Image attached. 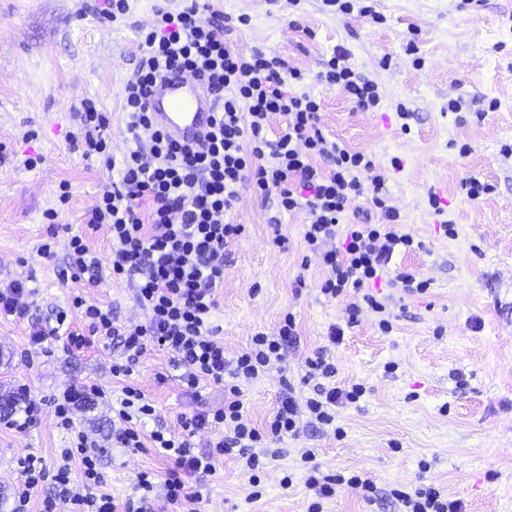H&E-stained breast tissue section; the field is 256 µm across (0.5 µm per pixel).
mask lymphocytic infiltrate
I'll return each mask as SVG.
<instances>
[{
    "label": "lymphocytic infiltrate",
    "instance_id": "lymphocytic-infiltrate-1",
    "mask_svg": "<svg viewBox=\"0 0 512 512\" xmlns=\"http://www.w3.org/2000/svg\"><path fill=\"white\" fill-rule=\"evenodd\" d=\"M224 29L223 13L212 10L208 0H189L176 13L155 6L149 27L141 33L137 74L123 91L132 146L119 162L116 180L103 190L86 219L92 227L107 228L108 260L100 261L82 235L69 239L73 279H85L91 287L107 278L133 283L144 321L118 322L111 310L77 295L72 305L81 311L83 328L73 327L67 311L61 310L53 326L34 325L29 331V344L36 350L61 332L77 349L88 347L95 336L115 341L124 354L123 361L112 365L116 376H132L153 345L175 355L188 392H195L203 381L223 386V405L182 416L181 433L162 428L151 433L155 447L173 463L163 483L164 498L173 504L193 500L188 477L212 471L217 453L237 452L251 474V485L259 486L265 468L259 449L298 434L301 416L313 424H333L337 407L356 402L364 392L358 385L336 386L335 364L319 353L306 361L304 380L313 386L311 397L300 402L292 392H284L261 427L246 418L239 379L254 380L282 369L298 333L294 316L285 315L274 333H256L231 361L216 338L213 317L224 286V254L244 232L243 225L224 220L238 199L239 187H250L261 196L277 195L284 211H306L301 265L306 268L314 262L324 268V295H352L347 324H356L367 312L376 316L381 332L390 331L387 306L376 297L375 284L387 275L395 251L414 248L413 238L397 230L400 213L386 203L385 179L373 156L328 139L318 126L320 98L290 92L291 83L303 81L302 72L277 54L235 50L223 38ZM170 70L198 74L217 100L214 126L204 145L174 140L153 123L146 101ZM318 79L361 110H375L381 102L378 84L355 73L344 50H334ZM276 112L285 116L286 128L273 138L268 120ZM81 122L83 156L108 155L110 122L94 102H83ZM318 158L327 162V169L315 166ZM362 195L369 196L378 210L379 222L343 223L347 203ZM122 393L113 436L122 447L135 451L143 446L138 425L154 417L155 408L137 386H125ZM73 403L71 396H64L55 417L60 427L74 431V446L62 450L61 463L51 476L34 455L23 459L25 480L13 512H27L31 489L48 478L57 494L44 498L42 512H56L61 502L69 512H117L111 496L89 492L103 480L100 455L87 434L75 430ZM203 430L215 434L214 451L191 454L188 437ZM75 459L81 462L77 481L70 467ZM302 461L313 496L308 512H321L322 500L335 496L341 485L360 489L368 501L377 496L374 483L360 475L323 474L313 452L303 454ZM390 495L402 512H465L462 500L448 499L430 485L410 492L394 489Z\"/></svg>",
    "mask_w": 512,
    "mask_h": 512
}]
</instances>
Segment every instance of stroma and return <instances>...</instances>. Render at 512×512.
I'll list each match as a JSON object with an SVG mask.
<instances>
[{"mask_svg": "<svg viewBox=\"0 0 512 512\" xmlns=\"http://www.w3.org/2000/svg\"><path fill=\"white\" fill-rule=\"evenodd\" d=\"M107 3L0 0V144L7 146L0 153V282L20 280L33 290L29 320L0 317V391L21 390L41 404L40 422L28 432L0 420V512L13 510L24 480L20 458L32 453L47 470L56 468L68 436L56 425L54 402L90 384L104 394L75 405L74 421L102 450L100 491L138 512H307L301 457L309 451L323 472H357L378 490L368 502L358 490L337 487L324 512H399L391 489L420 484L462 499L466 512H512V0H373L378 23L330 14L322 0H210L226 17H247L231 34L237 48L278 53L302 70L305 79L292 90L321 97L325 135L374 155L401 232L422 243L395 254L392 271L428 281L429 289L413 297L401 282L383 287L392 331L381 333L366 314L339 344L330 343V327L344 325L346 302L321 293L320 267L299 269L305 213L280 211L276 196L241 190L226 215L245 232L229 247L218 296L224 354L237 356L288 312L300 335L284 371L242 381L248 418L263 424L285 385L297 397L311 396L302 378L318 351L335 364L337 386L357 383L365 393L338 408L335 425H305L298 437L279 441L260 498L250 499L248 476L232 453L216 456L213 473L190 478L195 498L180 506L165 501L162 485L137 490L139 472L162 477L170 463L151 447L113 446L112 409L131 383L156 408L146 431L175 430L199 403L222 404L221 386L201 383L193 398L172 354L157 349L143 355L130 379L113 377L122 351L98 336L76 351L59 334L34 363L22 358L30 319L50 320L78 293L119 320L144 318L132 284L105 279L88 288L63 277L71 235L84 234L100 259L110 254L105 229L88 226L85 215L112 172L86 160L69 133L82 101L91 99L110 119L113 155L127 149L122 91L156 0H128L127 14L117 18ZM338 47L355 72L378 84L379 110L360 111L318 81ZM456 99L461 111H449ZM400 105L410 114L405 132ZM472 177L488 186L477 200L467 195ZM64 181L71 198L63 206ZM51 209L58 212L52 223L44 217ZM275 221L285 238L280 248L270 242ZM448 224L454 234H445ZM46 242L49 258L41 252ZM300 272L305 284L298 287Z\"/></svg>", "mask_w": 512, "mask_h": 512, "instance_id": "stroma-1", "label": "stroma"}]
</instances>
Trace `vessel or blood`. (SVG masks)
I'll list each match as a JSON object with an SVG mask.
<instances>
[{"label": "vessel or blood", "instance_id": "b4317fda", "mask_svg": "<svg viewBox=\"0 0 512 512\" xmlns=\"http://www.w3.org/2000/svg\"><path fill=\"white\" fill-rule=\"evenodd\" d=\"M155 125L173 138L202 144L211 127L216 99L187 73H174L151 92Z\"/></svg>", "mask_w": 512, "mask_h": 512}]
</instances>
